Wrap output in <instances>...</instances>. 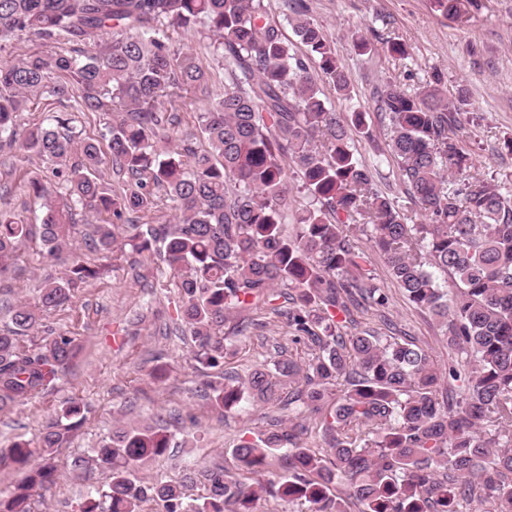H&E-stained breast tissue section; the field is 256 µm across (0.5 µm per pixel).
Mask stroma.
I'll use <instances>...</instances> for the list:
<instances>
[{
    "label": "stroma",
    "mask_w": 512,
    "mask_h": 512,
    "mask_svg": "<svg viewBox=\"0 0 512 512\" xmlns=\"http://www.w3.org/2000/svg\"><path fill=\"white\" fill-rule=\"evenodd\" d=\"M309 4L311 18L333 41L348 70L351 95H337L325 81L320 88L337 110L366 112L367 129L355 135L354 143L380 191L393 198L405 196L396 163L383 155L389 129L377 114V93L390 82L415 91L436 73L448 96L467 97L459 132L462 146L498 185L512 190V151L507 148L512 142V0L467 2L454 18L437 11L433 0H309ZM359 39L366 41L365 51L356 50ZM392 40L406 44L407 57L388 52ZM172 41L176 48L198 55L208 72L210 95L223 93L224 71L214 59L209 39L177 31ZM34 173L49 181L57 194H64L60 179L37 157L0 152V210L22 213L32 224L40 222L42 213L21 186ZM76 222L74 257L98 274L75 288L69 305L45 313L42 325L75 339L79 351L53 389L0 413V452H4L16 440L36 439L65 401L80 398L89 406L84 425L56 453L57 484L34 491V512H77L89 490L102 489L100 471L78 473L72 471L71 462L91 455L119 422L161 417L168 424L172 445L142 470L147 480L178 481L191 466H220L232 478L246 480L230 450L242 433L265 429L271 418L279 416L278 407L251 400L230 412L212 408L199 391L203 376L175 323L179 294L172 273L153 257L137 264L129 255L106 257L89 251L85 246L92 231L89 219L81 212ZM355 240L367 257V269L389 297L383 315L395 325L397 335L414 338L436 364L447 366L448 349L433 318L406 301L366 236L356 234ZM68 265L65 259L55 263L43 259L39 242L23 244L19 259L0 277V330L11 326V307L35 301L45 275L64 272ZM380 316L369 311L357 314L356 320L359 328L378 331ZM245 319L257 321L258 326L238 333ZM224 333L237 350L231 365L240 371L272 357L278 346L295 355L305 352L304 346L291 343L283 319L263 310L230 317Z\"/></svg>",
    "instance_id": "1"
}]
</instances>
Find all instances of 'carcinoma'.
Returning a JSON list of instances; mask_svg holds the SVG:
<instances>
[{"instance_id":"obj_1","label":"carcinoma","mask_w":512,"mask_h":512,"mask_svg":"<svg viewBox=\"0 0 512 512\" xmlns=\"http://www.w3.org/2000/svg\"><path fill=\"white\" fill-rule=\"evenodd\" d=\"M284 6L303 58L268 0H0V49L45 47L0 57V151L37 156L66 189L60 200L30 179L39 224L0 212V273L34 238L50 261L69 250L76 210L108 216L87 246L156 255L174 273L192 357L214 371L202 383L213 406L231 411L257 396L290 421L319 416L325 441L315 453L305 442L311 429L275 419L231 449L238 469L265 482L231 479L218 467L148 484L138 472L165 454L171 436L152 424L116 426L93 459L72 462L75 470L96 465L107 487L87 494L79 512H141L149 500L160 512H254L262 492L303 512H512V195L459 144L464 95L445 97L438 74L413 94L388 83L379 92L388 152L407 198L429 220L408 223L354 151L347 127L365 128V113L338 112L322 97L320 81L350 97L334 44L306 0ZM200 27L228 76L224 95L201 101L196 133L162 148L171 139L166 113L208 84L198 58L171 45L169 29ZM43 96L68 99L77 112L121 115L102 134L112 168L129 177L121 191L101 179L99 141L80 138L68 114L47 125L19 122ZM295 193L304 202L291 207ZM160 194L179 212L176 223H112L152 211ZM354 224L408 302L437 320L447 368L411 340L345 331L354 313L388 304L349 235ZM437 269L454 287L440 286ZM95 274L75 260L44 278L36 303L11 308L12 330L0 333V411L49 391L75 356L69 336L50 333L32 348L21 339ZM259 304L285 319L308 357L278 350L244 376L229 372L224 320ZM87 413L84 402L69 401L36 444L16 441L0 457L28 469L0 512H32L33 489L56 483L54 455ZM274 458L282 472L268 478ZM198 478L207 493L189 501L186 483Z\"/></svg>"}]
</instances>
